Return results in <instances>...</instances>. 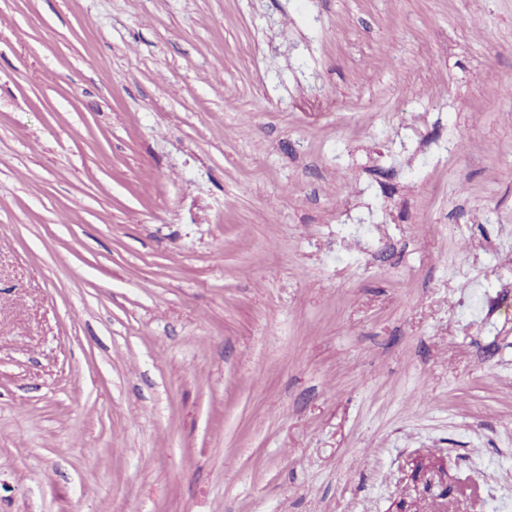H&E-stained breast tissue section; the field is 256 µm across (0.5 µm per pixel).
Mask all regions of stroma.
I'll return each instance as SVG.
<instances>
[{
	"instance_id": "stroma-1",
	"label": "stroma",
	"mask_w": 512,
	"mask_h": 512,
	"mask_svg": "<svg viewBox=\"0 0 512 512\" xmlns=\"http://www.w3.org/2000/svg\"><path fill=\"white\" fill-rule=\"evenodd\" d=\"M507 492L512 0H0V512Z\"/></svg>"
}]
</instances>
